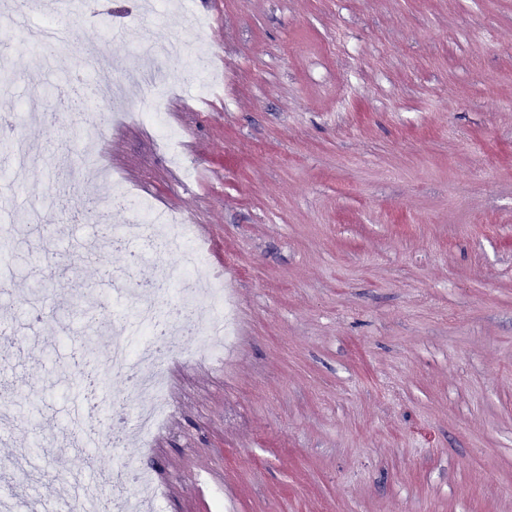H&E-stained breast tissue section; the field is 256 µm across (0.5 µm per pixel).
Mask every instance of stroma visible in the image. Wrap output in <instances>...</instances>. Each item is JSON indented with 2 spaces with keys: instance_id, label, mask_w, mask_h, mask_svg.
<instances>
[{
  "instance_id": "1",
  "label": "stroma",
  "mask_w": 512,
  "mask_h": 512,
  "mask_svg": "<svg viewBox=\"0 0 512 512\" xmlns=\"http://www.w3.org/2000/svg\"><path fill=\"white\" fill-rule=\"evenodd\" d=\"M96 18L31 10L33 27L73 29L68 49L26 73L35 52L0 33L15 70L0 114L41 164L0 182V226L31 202L60 241L0 291V385L15 419L0 437V494L33 512L74 481L98 497L132 491L123 471L162 480L155 512H512V0H94ZM200 32L217 68L206 109L167 79V122L193 172L174 168L148 122L54 121L84 90L144 67L138 43ZM118 62L86 84V46ZM187 212L204 230L235 326L223 357L165 367L173 412L152 442L122 376L123 444L86 446L112 409L68 410L87 347L84 295L99 318L133 308L113 277L173 298L180 252L161 269L121 188ZM106 224L123 243L78 258Z\"/></svg>"
}]
</instances>
